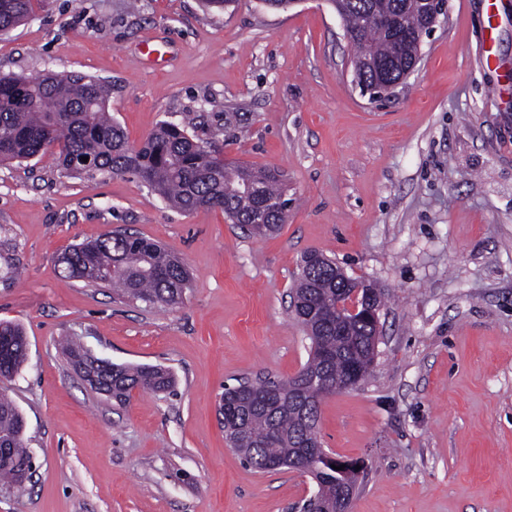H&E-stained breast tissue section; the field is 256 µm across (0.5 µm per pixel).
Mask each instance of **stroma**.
<instances>
[{"instance_id":"stroma-1","label":"stroma","mask_w":512,"mask_h":512,"mask_svg":"<svg viewBox=\"0 0 512 512\" xmlns=\"http://www.w3.org/2000/svg\"><path fill=\"white\" fill-rule=\"evenodd\" d=\"M0 36V73L108 81L131 144L161 122L225 160L288 179V219L255 237L218 208L184 213L138 178L65 174L53 154L0 163V321L27 361L0 381L36 471L0 512H299L315 491L227 445L225 386L287 378L309 342L289 291L308 251L385 293L377 354L327 396L319 436L365 464L350 512H512V0H446L393 97L355 88L328 0L270 11L237 0H39ZM186 263L183 304L148 306L60 276L70 245L108 232ZM70 336L117 364L167 368L173 393L118 406L68 366Z\"/></svg>"}]
</instances>
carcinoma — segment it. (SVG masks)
I'll return each mask as SVG.
<instances>
[{
    "instance_id": "carcinoma-1",
    "label": "carcinoma",
    "mask_w": 512,
    "mask_h": 512,
    "mask_svg": "<svg viewBox=\"0 0 512 512\" xmlns=\"http://www.w3.org/2000/svg\"><path fill=\"white\" fill-rule=\"evenodd\" d=\"M37 0H0V32L29 20ZM421 13L420 0H346L342 20L351 34L355 58L368 61L360 73L362 82L374 86L384 67L393 77L417 52V44L403 43L385 28L380 17L387 15L409 23ZM108 85L94 77L47 72L28 79L0 74V160L22 161L40 153L57 152L60 166L69 173H131L150 185L169 205L181 211L220 208L234 224L253 235L277 232L285 217L269 211L256 223L259 198L285 196L282 174L260 168L263 178L255 194L244 192L242 183L250 168L224 162L219 145L189 136L177 125L163 122L142 143L133 145L122 127L109 115ZM87 157L90 166H80ZM63 278L81 280L97 287L119 290L131 300L146 304L178 306L190 281L183 260L161 243L135 233H105L75 245L58 258ZM347 284L336 280V262L331 259L299 271L291 291L292 312L312 343H327L332 357L318 351L284 381L258 383L263 392L272 384L278 399L269 404H237V387L224 389L220 406H236L228 419L226 439L249 466L268 471L288 467L309 442L306 423H319L320 405L327 393L319 385L304 387L301 394L288 390L299 385L302 375L336 377L345 364H369L367 344L372 327L361 318L345 313L340 321L323 320L300 312L299 302H309L320 311L336 307L346 294ZM0 337L8 366L0 377L8 379L21 371L27 354L24 330L11 322H0ZM117 403L128 402L135 391L157 396L172 392L173 375L158 366H119L112 378ZM21 412L0 396V432L13 437L12 456L22 462L32 458L25 437L17 436ZM315 481L323 502L336 499L343 481L340 471L319 464L307 471Z\"/></svg>"
}]
</instances>
